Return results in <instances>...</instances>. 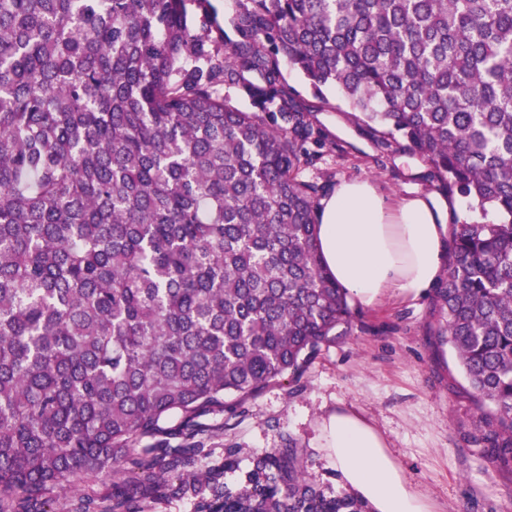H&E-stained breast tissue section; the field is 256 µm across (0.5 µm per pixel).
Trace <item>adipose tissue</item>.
<instances>
[{"label": "adipose tissue", "mask_w": 512, "mask_h": 512, "mask_svg": "<svg viewBox=\"0 0 512 512\" xmlns=\"http://www.w3.org/2000/svg\"><path fill=\"white\" fill-rule=\"evenodd\" d=\"M318 217L325 265L337 287L363 305L418 299L446 273L448 209L434 195L388 197L370 180L344 179L321 200ZM325 427L343 479L376 512H423L369 422L339 411Z\"/></svg>", "instance_id": "obj_1"}]
</instances>
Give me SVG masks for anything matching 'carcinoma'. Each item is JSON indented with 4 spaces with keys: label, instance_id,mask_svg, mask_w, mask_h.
<instances>
[{
    "label": "carcinoma",
    "instance_id": "obj_1",
    "mask_svg": "<svg viewBox=\"0 0 512 512\" xmlns=\"http://www.w3.org/2000/svg\"><path fill=\"white\" fill-rule=\"evenodd\" d=\"M236 4L228 31L212 0H0V512L343 335L282 59L469 200L439 338L512 470V0ZM197 453L160 465L208 484L197 512H373L309 482L292 441L238 488L189 471Z\"/></svg>",
    "mask_w": 512,
    "mask_h": 512
}]
</instances>
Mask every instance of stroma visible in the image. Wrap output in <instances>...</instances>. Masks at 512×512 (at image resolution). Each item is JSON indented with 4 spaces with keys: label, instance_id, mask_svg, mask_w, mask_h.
<instances>
[{
    "label": "stroma",
    "instance_id": "stroma-1",
    "mask_svg": "<svg viewBox=\"0 0 512 512\" xmlns=\"http://www.w3.org/2000/svg\"><path fill=\"white\" fill-rule=\"evenodd\" d=\"M281 70L294 96L315 111L324 146L313 173L324 191L361 177L390 194H439L429 166L404 141L358 122L336 88L319 98L300 72L286 64ZM350 308L346 333L324 343L299 375L284 376L248 398L226 395L223 409L195 420L203 442L196 470L223 471L225 482L236 487L253 459L292 442L317 486L329 495L345 492L323 430L329 415L345 410L384 436L388 456L425 512H512V471L481 455L473 437L484 426L482 414L455 354L438 342L443 321L436 294L374 307L354 301ZM166 426L167 435L127 448L114 470L81 482L76 491L48 494L49 512H76L79 500L108 502L126 486L161 477L177 484V474L152 465L185 433L179 417ZM229 457L235 465L228 470Z\"/></svg>",
    "mask_w": 512,
    "mask_h": 512
}]
</instances>
